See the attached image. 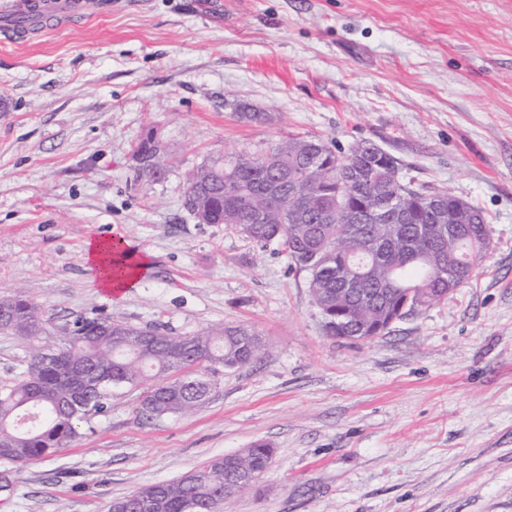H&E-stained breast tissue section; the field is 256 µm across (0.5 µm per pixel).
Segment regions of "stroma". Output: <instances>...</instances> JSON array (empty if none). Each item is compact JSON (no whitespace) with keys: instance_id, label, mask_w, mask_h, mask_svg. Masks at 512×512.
<instances>
[{"instance_id":"stroma-1","label":"stroma","mask_w":512,"mask_h":512,"mask_svg":"<svg viewBox=\"0 0 512 512\" xmlns=\"http://www.w3.org/2000/svg\"><path fill=\"white\" fill-rule=\"evenodd\" d=\"M79 26L0 40V295L50 325L114 314L190 335L243 325L249 365L204 369L189 416L147 418L113 389L82 436L0 462V512H107L147 486L264 441L232 512H512V0H112ZM265 113L242 122L237 105ZM155 136L165 173H138ZM290 135L372 142L429 190L479 207L491 248L447 299L374 342L328 336L306 275L184 207L210 158ZM150 269L100 295L87 239ZM29 349L0 334V384Z\"/></svg>"}]
</instances>
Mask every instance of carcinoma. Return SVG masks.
I'll use <instances>...</instances> for the list:
<instances>
[{
  "label": "carcinoma",
  "mask_w": 512,
  "mask_h": 512,
  "mask_svg": "<svg viewBox=\"0 0 512 512\" xmlns=\"http://www.w3.org/2000/svg\"><path fill=\"white\" fill-rule=\"evenodd\" d=\"M340 165L322 139L291 135L251 162L218 156L187 179L185 205L209 224H222L265 247L278 243L291 266L307 273L308 288L327 333L336 335V315L348 317L344 335L371 342L402 319L472 279L491 246L481 210L448 194L392 180L394 156L362 141ZM138 171L153 176L162 145L153 136L137 149ZM393 199L406 213L400 223L373 220L371 211ZM0 333L30 346L28 380L0 386V460L25 463L81 437L82 410L73 414L74 389L59 368L82 363L97 382L82 388L84 405L100 411L118 386L143 392L139 410L151 417L188 415L211 390L201 368L242 367L256 359L254 332L221 325L191 336L159 327H135L114 316H78L57 342L58 358L37 349L54 329L41 307L22 293L0 296ZM273 449L258 442L212 459L206 468L171 482L142 488L126 501L153 499V512H218L236 472L261 475Z\"/></svg>",
  "instance_id": "obj_1"
}]
</instances>
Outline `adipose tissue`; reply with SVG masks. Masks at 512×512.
I'll use <instances>...</instances> for the list:
<instances>
[{
    "instance_id": "ef3b65f1",
    "label": "adipose tissue",
    "mask_w": 512,
    "mask_h": 512,
    "mask_svg": "<svg viewBox=\"0 0 512 512\" xmlns=\"http://www.w3.org/2000/svg\"><path fill=\"white\" fill-rule=\"evenodd\" d=\"M115 238L90 239L84 247V260L94 269V288L104 296L126 292L135 287L140 274L147 267L145 255L132 249L116 252Z\"/></svg>"
}]
</instances>
